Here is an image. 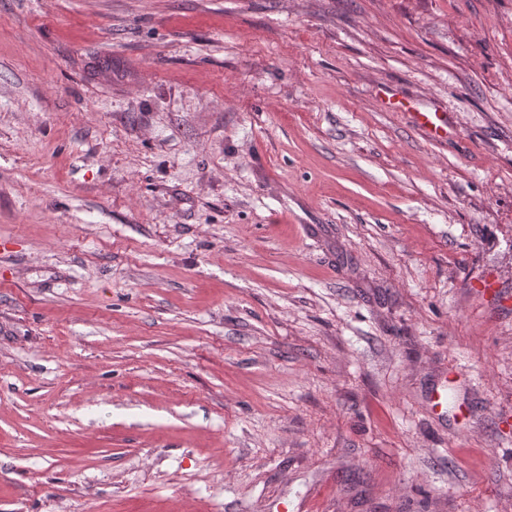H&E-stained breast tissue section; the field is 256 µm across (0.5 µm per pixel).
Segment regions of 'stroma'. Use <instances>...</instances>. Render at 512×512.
<instances>
[{"label":"stroma","mask_w":512,"mask_h":512,"mask_svg":"<svg viewBox=\"0 0 512 512\" xmlns=\"http://www.w3.org/2000/svg\"><path fill=\"white\" fill-rule=\"evenodd\" d=\"M0 512H512V0H0Z\"/></svg>","instance_id":"1"}]
</instances>
